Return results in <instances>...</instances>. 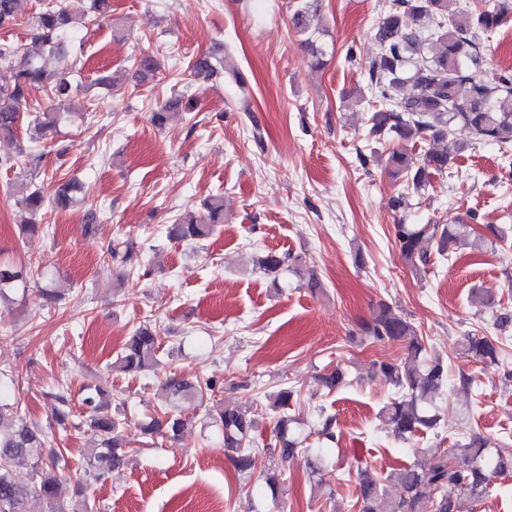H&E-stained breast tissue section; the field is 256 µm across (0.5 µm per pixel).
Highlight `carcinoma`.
<instances>
[{
  "instance_id": "1",
  "label": "carcinoma",
  "mask_w": 512,
  "mask_h": 512,
  "mask_svg": "<svg viewBox=\"0 0 512 512\" xmlns=\"http://www.w3.org/2000/svg\"><path fill=\"white\" fill-rule=\"evenodd\" d=\"M457 0H389L374 29L379 53L368 73V88L374 110L367 122L370 133L379 141H397L388 156L389 173L405 182L407 191L421 194L431 185V177L448 172L453 160L447 147L419 149L417 143L444 142L456 128L468 130L476 143H493L502 151L505 168L512 170V70H488L483 61V36L492 32L512 12L505 0L478 9L468 25L456 20ZM18 0H0V27L16 21ZM320 0H298L291 21L304 35L302 47L316 60L327 53L326 45L311 30L310 18L317 14ZM111 0H93V13L75 22L58 3L47 4L33 17L32 47H0V62L13 71V83L0 86V142L17 139L19 122L28 111V92L45 86L60 105L71 101L74 86L72 65L67 62V38L74 24L84 28L98 25L108 17ZM217 67L210 56H200L191 65V75L211 77ZM411 87L409 96L401 90ZM57 113L41 112L27 122L26 133L32 143L40 142L56 128ZM75 180L61 183L51 198L39 189L25 199V206L38 214L44 205L65 210L76 202ZM205 213L186 211L171 225L170 235L180 241L203 240L224 221V201L213 196L204 203ZM460 224H397L395 237L401 255L414 270L430 263V252L421 247L425 240L440 255L453 247L467 244L468 236ZM112 259L133 272L141 265V256L131 247L110 251ZM291 256L266 251L258 265L276 277L288 267ZM24 280L23 267L0 260V303L9 301L8 290ZM355 334L371 343L402 342L406 356L400 362L375 363V372L390 384L396 397L382 409V418L394 435L405 437L420 430L433 429L439 418L430 411L437 396L448 383V364L441 358L422 360L425 345L416 326L398 314L392 306L380 303L372 316L357 323ZM509 337L467 336L463 348L470 357L496 362ZM160 337L150 324L136 327L126 337L120 355L112 362L116 371L136 373L160 363ZM171 401L199 398L218 391L216 382L195 381L171 376L162 385ZM297 397L288 386L272 397L277 417L273 424L274 449L286 462L303 452L301 443L289 436L293 419L287 410ZM54 422L60 429L71 425V403L67 391L55 394ZM112 393L100 387L83 398L88 420L99 433V443L85 450V477L75 480L65 474L63 453L51 447L52 439L27 422L20 402L0 404V512H25L22 492L15 481L16 472H32L34 486L48 506V512H92L87 496V478L100 479L107 471L128 458L123 423L112 418L107 408ZM212 419L222 427L224 452L240 472L251 467L256 445L257 421L231 403L217 407ZM185 419L165 415L142 426L147 434L177 438ZM316 434L325 443L336 440L335 419L326 416ZM479 433L459 440L452 448H428L424 465H411L377 476L367 468L358 475L359 512H460V498H480L496 473L512 472V453L497 448ZM453 487L457 496L448 495Z\"/></svg>"
}]
</instances>
